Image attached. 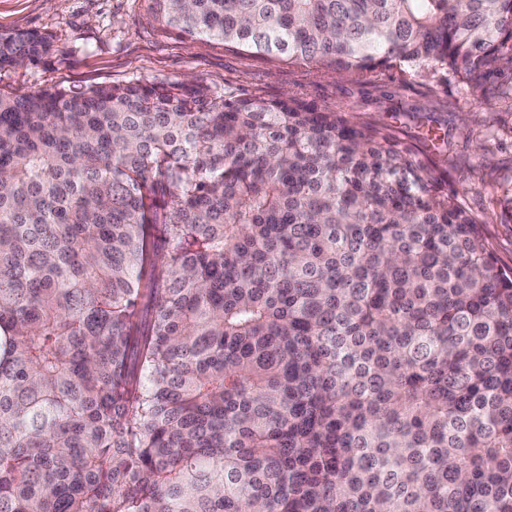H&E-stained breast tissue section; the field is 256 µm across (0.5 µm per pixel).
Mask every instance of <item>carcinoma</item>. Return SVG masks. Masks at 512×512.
Listing matches in <instances>:
<instances>
[{
	"label": "carcinoma",
	"mask_w": 512,
	"mask_h": 512,
	"mask_svg": "<svg viewBox=\"0 0 512 512\" xmlns=\"http://www.w3.org/2000/svg\"><path fill=\"white\" fill-rule=\"evenodd\" d=\"M147 10L357 82L512 74V0ZM421 154L294 93L0 92V512H512V270Z\"/></svg>",
	"instance_id": "1"
}]
</instances>
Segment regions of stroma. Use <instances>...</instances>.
Here are the masks:
<instances>
[{"label":"stroma","mask_w":512,"mask_h":512,"mask_svg":"<svg viewBox=\"0 0 512 512\" xmlns=\"http://www.w3.org/2000/svg\"><path fill=\"white\" fill-rule=\"evenodd\" d=\"M146 0H0V32L36 31L54 49L38 64L0 69V91L83 90L135 79L192 77L213 89L274 98L299 92L319 107L357 122L395 127L401 142L418 146L431 116L448 145L431 150L448 187L482 220L480 231L498 264L512 268V96L489 98L445 73L411 83L386 70L374 82L267 62L225 50L206 38H187L149 18Z\"/></svg>","instance_id":"obj_1"}]
</instances>
